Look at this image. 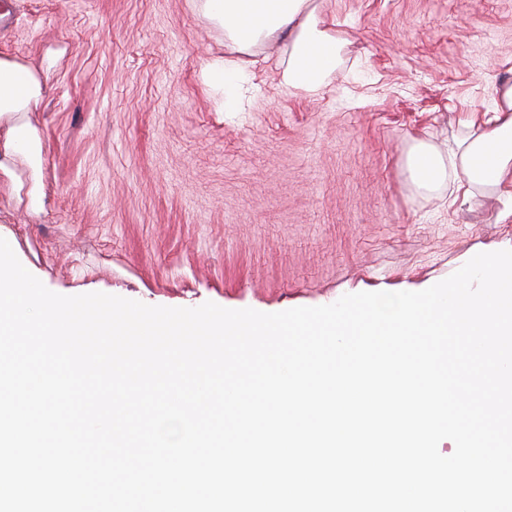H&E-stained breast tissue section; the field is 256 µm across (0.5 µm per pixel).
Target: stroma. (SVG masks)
I'll return each instance as SVG.
<instances>
[{
  "label": "stroma",
  "mask_w": 512,
  "mask_h": 512,
  "mask_svg": "<svg viewBox=\"0 0 512 512\" xmlns=\"http://www.w3.org/2000/svg\"><path fill=\"white\" fill-rule=\"evenodd\" d=\"M312 3L348 45L305 93L280 82V41L236 54L200 0H0V59L44 89L40 173L0 153L20 262L61 295L274 313L421 291L512 249V198L407 171L512 81V0ZM224 56L244 67L236 110L200 77Z\"/></svg>",
  "instance_id": "1"
}]
</instances>
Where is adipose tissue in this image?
Listing matches in <instances>:
<instances>
[{
    "label": "adipose tissue",
    "instance_id": "ef3b65f1",
    "mask_svg": "<svg viewBox=\"0 0 512 512\" xmlns=\"http://www.w3.org/2000/svg\"><path fill=\"white\" fill-rule=\"evenodd\" d=\"M203 11L222 25L228 40L246 52L267 38L285 37L282 80L290 89L317 91L339 60L344 44L311 0H202ZM42 95L32 69L0 59V147L22 155L39 167L43 146L32 122L17 125L11 118L34 110ZM410 172L428 186L448 177L459 187L501 188L512 184V85L496 91V104L468 138L449 146L440 156L426 146H416L408 158Z\"/></svg>",
    "mask_w": 512,
    "mask_h": 512
}]
</instances>
